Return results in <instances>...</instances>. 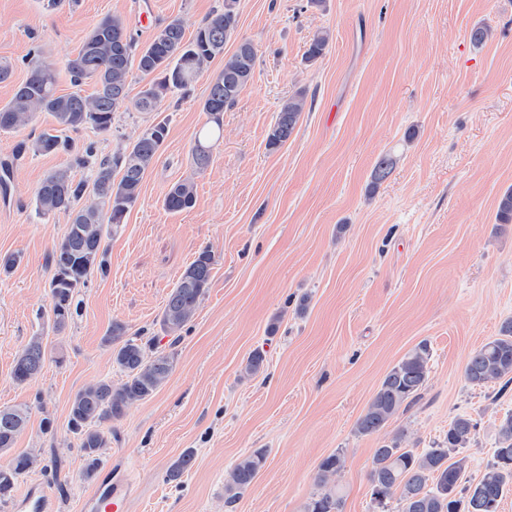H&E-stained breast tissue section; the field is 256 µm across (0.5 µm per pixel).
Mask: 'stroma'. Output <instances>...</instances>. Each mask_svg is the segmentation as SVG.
Segmentation results:
<instances>
[{
	"instance_id": "1",
	"label": "stroma",
	"mask_w": 512,
	"mask_h": 512,
	"mask_svg": "<svg viewBox=\"0 0 512 512\" xmlns=\"http://www.w3.org/2000/svg\"><path fill=\"white\" fill-rule=\"evenodd\" d=\"M46 3L0 0V61L13 66L0 105L25 79L30 51L63 66L105 15L134 27L146 12L154 28L177 17L191 36L224 0ZM237 12L225 49L252 41L255 77L225 111L203 173L193 171L191 146L220 57L189 96L151 114L119 110L107 133H71L76 149L92 142L103 158L151 123L167 125L138 204L108 241V276L80 290L61 334L48 320V255L69 216L39 217L34 192L56 169L88 181L93 168L77 166L74 152L17 153L28 131H0V164L10 166L0 253L23 256L0 277V407H29L14 451L36 463L16 487H46L56 512H80L95 487L68 407L85 385L124 379L104 341L109 328L117 321L132 334H158L168 293L205 248L216 259L213 278L174 347V373L112 423L103 462L133 479L132 512H304L320 461L336 451L345 455L343 512H398L370 497L378 439L356 423L387 369L421 342L430 349L427 384L388 435L431 448L455 417L470 416L477 430L463 455L475 482L512 414V389L501 396L464 379L470 354L512 319V224L496 221L512 187V0H238ZM478 26L492 32L481 45L470 39ZM321 30L329 45L308 63ZM300 89L310 110L286 144L268 150L280 103ZM382 156L393 168L378 181ZM189 176L194 207L166 211L167 188ZM37 332L49 358L41 375L17 384L14 358ZM258 348L263 373L242 377ZM46 417L53 433L40 428ZM257 448L267 451L265 467L225 505L226 472ZM187 450L192 468L180 483L167 481Z\"/></svg>"
}]
</instances>
